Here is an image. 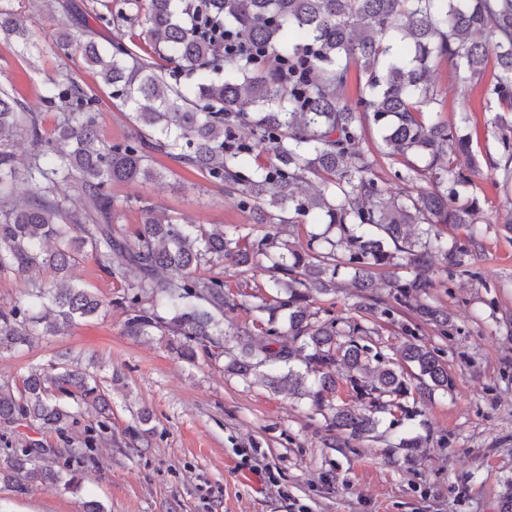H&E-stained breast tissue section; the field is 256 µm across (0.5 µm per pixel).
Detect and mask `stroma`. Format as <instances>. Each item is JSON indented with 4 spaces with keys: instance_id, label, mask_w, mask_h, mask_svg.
I'll return each instance as SVG.
<instances>
[{
    "instance_id": "obj_1",
    "label": "stroma",
    "mask_w": 512,
    "mask_h": 512,
    "mask_svg": "<svg viewBox=\"0 0 512 512\" xmlns=\"http://www.w3.org/2000/svg\"><path fill=\"white\" fill-rule=\"evenodd\" d=\"M67 2L63 8L57 0H21L37 49L24 59L0 44V86L51 135L66 105L48 106L41 90L66 74L99 95L100 140L122 141L134 133L130 109L113 105L79 52L57 48L61 27H89L101 41L114 29L96 20V0ZM430 78L442 92L443 118L455 119L463 108L471 115L468 132L482 162L473 187L481 207L479 245L466 273L445 275L438 255L425 267L438 283L435 305L451 314L447 334L410 314L380 320L378 330L396 346L404 327L414 326L420 343L447 364L451 390L417 403L415 417L382 414L372 437L334 447L309 400L244 382L225 373L220 360L186 363L159 334L127 335L126 314L115 303L120 282L84 257L70 275L106 301L105 310L64 334L0 353V383L20 382L31 369L71 355L108 389V427L100 429L91 412L62 432L22 419L1 424L0 450L35 444L78 474L83 489L73 495L40 484L21 495L0 483V512H82L88 498L107 512H512V229L498 221L512 192L493 182L496 138L481 88L457 82L445 62ZM156 161L173 175L112 187L129 204L128 228L139 224L144 203L209 230L250 228L249 213L223 188L165 156ZM416 435L426 437L424 447H400L401 438Z\"/></svg>"
}]
</instances>
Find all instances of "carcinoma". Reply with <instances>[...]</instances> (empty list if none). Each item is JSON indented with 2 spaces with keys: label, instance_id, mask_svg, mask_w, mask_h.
<instances>
[{
  "label": "carcinoma",
  "instance_id": "carcinoma-1",
  "mask_svg": "<svg viewBox=\"0 0 512 512\" xmlns=\"http://www.w3.org/2000/svg\"><path fill=\"white\" fill-rule=\"evenodd\" d=\"M124 4L145 13L98 19L144 24L154 52L193 80L168 82L118 36L102 45L93 31H62L58 47L80 51L98 83L133 109L136 134L112 145L99 140L96 98L75 82L52 79L43 87L46 102L67 105L53 137L43 136L34 113L0 88V270L54 274L51 285L33 282L25 301L0 311V351L60 335L99 313L105 302L66 276L89 255L126 285L117 304L127 335L157 330L172 337L171 350L187 362L201 354L218 359L226 354L224 313L244 306L213 273L228 261L239 267L244 287L256 288L250 297L259 303L251 307L252 325L234 333L239 352L225 371L310 399L332 435L345 442L367 437L379 414L397 409L410 416L404 400L448 391L453 380L438 351L420 344L410 328L394 352L418 370L417 383L394 369L375 340L376 320L408 310L448 335V311L431 301L436 282L398 272L420 268L436 253L454 274L478 243L479 201L466 194L475 171L465 172L450 156L472 152L470 116L464 110L455 123L442 119L441 93L429 74L446 60L462 80L480 84L493 70L485 86L500 107L493 169L496 183L511 185L512 0H211L229 31L228 50L191 30L194 0ZM0 40L21 56L34 46L13 0H0ZM241 43L246 50L236 48ZM353 66L364 83L350 102ZM373 131L381 154L405 161L407 173L397 178L429 189L391 195L373 172L374 160L359 149ZM18 137L33 146L24 161L9 150ZM155 153L238 197L259 227L326 229L297 249L276 232L208 231L144 204L131 232L120 223L123 206L111 187L166 177L171 169L156 167ZM21 180L32 193L20 201L14 187ZM72 190L84 198L79 210L67 206ZM410 224L420 226L414 240ZM459 226L469 229L467 247L444 236ZM50 240L56 246L47 251ZM263 264L267 282L248 283L252 268ZM342 274L355 288L360 319H324L313 309L316 297L336 292ZM255 336L265 341L256 344ZM282 336L293 346L280 344ZM342 380L357 404L335 402ZM76 406L103 417L112 412L109 394L78 363L55 373L32 370L19 387L0 384L4 423L21 418L64 430L76 420ZM0 481L21 494L46 483L81 491V478L28 446L6 449Z\"/></svg>",
  "mask_w": 512,
  "mask_h": 512
}]
</instances>
